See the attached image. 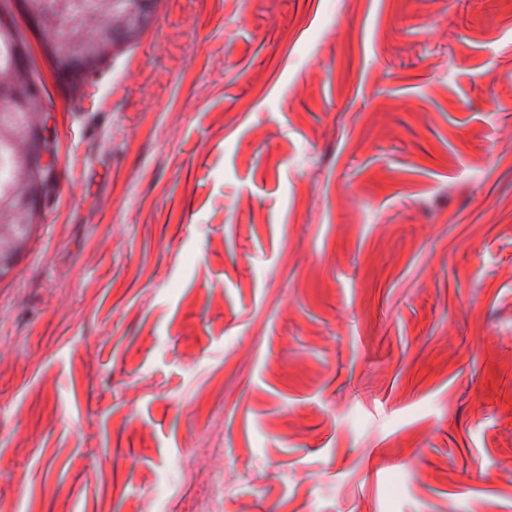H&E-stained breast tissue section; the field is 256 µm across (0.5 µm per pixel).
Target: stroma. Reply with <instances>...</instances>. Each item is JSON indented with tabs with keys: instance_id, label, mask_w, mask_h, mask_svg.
Returning <instances> with one entry per match:
<instances>
[{
	"instance_id": "stroma-1",
	"label": "stroma",
	"mask_w": 512,
	"mask_h": 512,
	"mask_svg": "<svg viewBox=\"0 0 512 512\" xmlns=\"http://www.w3.org/2000/svg\"><path fill=\"white\" fill-rule=\"evenodd\" d=\"M0 14L57 154L0 512H512V9L167 0L80 91Z\"/></svg>"
}]
</instances>
